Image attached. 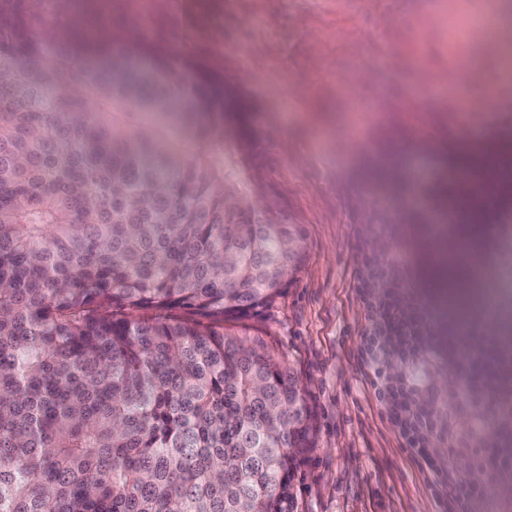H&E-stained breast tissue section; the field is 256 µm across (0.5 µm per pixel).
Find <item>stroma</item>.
<instances>
[{"label":"stroma","mask_w":512,"mask_h":512,"mask_svg":"<svg viewBox=\"0 0 512 512\" xmlns=\"http://www.w3.org/2000/svg\"><path fill=\"white\" fill-rule=\"evenodd\" d=\"M443 14L408 25L395 0H364L347 14L336 0H80L71 20L111 11L145 39L196 57L222 80L213 95L224 127L254 138L259 172L277 192L289 223L301 229L303 261L281 296L244 319L299 375L315 413V445L295 479L299 512H436L430 489L406 463L351 357L365 316L353 290V244L385 240L405 253L432 308L433 332L448 339L441 290L416 249L431 223L459 224V198L423 199L422 219L382 226L376 199L399 196L387 180L421 163L434 175L453 170V156H473L485 143L512 144V82L493 57L471 58L452 38ZM464 70L476 110L467 119L448 109V95L425 91L423 72L440 80ZM498 111L478 106L489 88ZM365 106L347 111V97ZM427 141L416 162L408 153Z\"/></svg>","instance_id":"1"}]
</instances>
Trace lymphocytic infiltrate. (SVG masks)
Listing matches in <instances>:
<instances>
[{"mask_svg":"<svg viewBox=\"0 0 512 512\" xmlns=\"http://www.w3.org/2000/svg\"><path fill=\"white\" fill-rule=\"evenodd\" d=\"M357 257L354 290L365 325L353 356L380 415L395 434L401 453L430 488L438 512H484L488 494L466 475L436 460L434 441L447 443L449 455L469 456L474 464L495 469L512 481V352L479 337L473 349L464 342L442 345L431 331L433 316L419 296L405 254L390 263L367 251L364 237L354 243ZM377 288H369V281ZM461 378L453 408H446L433 370ZM475 421L470 434L458 435L454 420ZM454 495H447V487Z\"/></svg>","mask_w":512,"mask_h":512,"instance_id":"lymphocytic-infiltrate-1","label":"lymphocytic infiltrate"}]
</instances>
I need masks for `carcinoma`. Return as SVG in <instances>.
<instances>
[{
    "instance_id": "1",
    "label": "carcinoma",
    "mask_w": 512,
    "mask_h": 512,
    "mask_svg": "<svg viewBox=\"0 0 512 512\" xmlns=\"http://www.w3.org/2000/svg\"><path fill=\"white\" fill-rule=\"evenodd\" d=\"M0 0V512H298L314 414L228 333L301 255L194 60ZM177 113L179 140L160 124ZM201 146L189 155L182 144Z\"/></svg>"
}]
</instances>
